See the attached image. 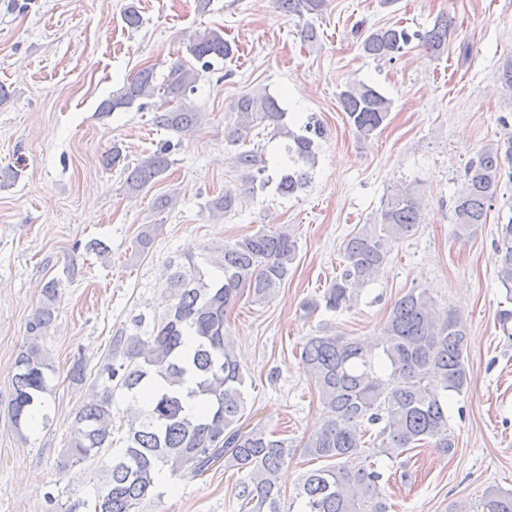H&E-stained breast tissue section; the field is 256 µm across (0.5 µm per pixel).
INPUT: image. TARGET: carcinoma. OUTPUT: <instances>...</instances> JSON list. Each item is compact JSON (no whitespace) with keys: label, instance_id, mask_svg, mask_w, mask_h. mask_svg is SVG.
Here are the masks:
<instances>
[{"label":"carcinoma","instance_id":"cac0c4a2","mask_svg":"<svg viewBox=\"0 0 512 512\" xmlns=\"http://www.w3.org/2000/svg\"><path fill=\"white\" fill-rule=\"evenodd\" d=\"M288 14H320L326 0H277ZM440 55L448 45V21L432 28L408 32L394 27L368 33L363 51L393 60L412 40ZM188 52L201 64L197 70L176 62L159 85L153 68L145 67L124 84L99 112L144 108L143 100L163 92L165 103H178L154 117L157 126L187 132L199 113L186 104L195 91L200 72L233 55L224 35L209 29L190 39ZM341 106L355 130L368 136L386 121L391 101L364 83L345 86ZM233 123L224 128V141L234 147L232 160L246 174L249 186L226 189L207 204L209 213L226 216L235 211L242 195L265 186L267 163L260 153L246 148L261 124L288 139L279 167L277 191L291 195L309 180L306 167H314L320 131L309 124L304 133L291 131L286 112L267 92L241 95L231 107ZM170 145L164 144L133 167L125 168L126 190L136 195L158 182L169 169ZM512 164V135L484 147L469 163V175L454 198L455 235L471 236L486 223L505 164ZM421 199L408 188L389 195L374 224H364L344 245V268L326 289L322 302H309L314 312L350 307L354 290L375 280L391 244L405 238L419 223ZM157 225L145 224L134 246L138 253L151 247ZM497 278L512 287V217L498 225ZM297 241L279 227L261 228L251 235L216 247L203 248V261L192 255L185 263L169 264L162 278L170 303L146 318H132L131 327L112 337L92 380L95 395L77 411L58 466L62 471L81 467L105 477L96 486L90 512H141L146 501L161 499L164 473L171 476L203 475L226 460L243 473L235 487L238 512H388L380 497L381 473L372 459H396L421 443H430L449 455L455 440L448 429V406L441 392L461 391L468 384L464 351L468 329L455 314L437 311L425 288H413L398 299L371 345L343 336H310L302 346L304 372L315 383L326 410L322 427L303 444V454L327 462L302 476L288 509L281 505L278 474L294 448L288 440L241 423L245 413V375L226 327L227 312L243 288L252 302L263 303L288 279L296 258ZM60 282L43 285V302L27 323V336L15 361L16 373L8 403L11 424L18 432L34 422L51 392L53 371L41 341L54 317ZM121 393L130 413L127 424L117 423L112 411L115 393ZM198 402L191 413L187 401ZM375 428L364 449L368 428ZM483 512H512V492L490 490Z\"/></svg>","mask_w":512,"mask_h":512}]
</instances>
